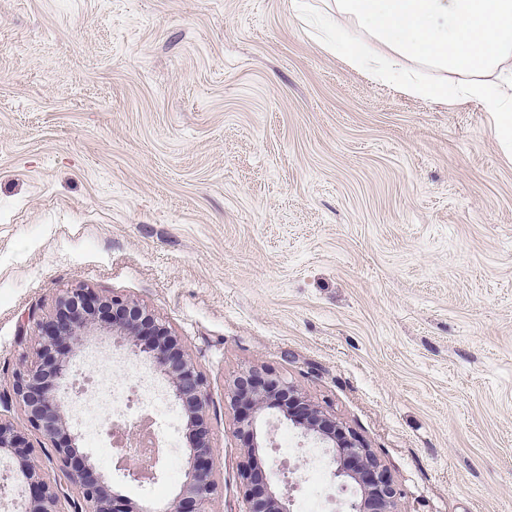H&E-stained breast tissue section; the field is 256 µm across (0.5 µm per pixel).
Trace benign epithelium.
I'll use <instances>...</instances> for the list:
<instances>
[{"instance_id":"benign-epithelium-1","label":"benign epithelium","mask_w":512,"mask_h":512,"mask_svg":"<svg viewBox=\"0 0 512 512\" xmlns=\"http://www.w3.org/2000/svg\"><path fill=\"white\" fill-rule=\"evenodd\" d=\"M98 314L112 325L117 347L131 355L147 354L155 371L166 380L170 396L188 415L193 448L189 449L179 489L164 510L216 512L215 449L204 428L206 378L168 330L137 303L78 289L58 299L54 317L37 320L41 330L37 361L21 364L13 384L26 421L50 438L57 461L68 466L76 455L78 437L68 432L65 401L49 396L48 391L68 377L70 356L97 333ZM231 401L243 408L237 433L243 437L247 451L258 447L257 418L269 407H281L292 424L302 427L321 447L332 449L334 475L343 478V487L353 488L348 512H395L398 490L374 452L329 414L304 403L295 386L269 371H253L234 383ZM31 454V447L14 423L0 418V463L6 464L13 482L18 484L16 512H59L55 486L35 468ZM242 477L246 484L244 512H292L290 496L273 486L265 471L249 468ZM73 480L84 504L80 512H130L120 507L119 498L103 479L82 473Z\"/></svg>"}]
</instances>
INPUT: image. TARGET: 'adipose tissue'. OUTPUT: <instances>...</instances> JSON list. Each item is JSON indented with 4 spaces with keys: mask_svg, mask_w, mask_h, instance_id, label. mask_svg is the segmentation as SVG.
<instances>
[{
    "mask_svg": "<svg viewBox=\"0 0 512 512\" xmlns=\"http://www.w3.org/2000/svg\"><path fill=\"white\" fill-rule=\"evenodd\" d=\"M314 30L326 49L403 93L480 102L512 153V93L493 80L512 62V0H326ZM411 61L459 81H427Z\"/></svg>",
    "mask_w": 512,
    "mask_h": 512,
    "instance_id": "obj_1",
    "label": "adipose tissue"
}]
</instances>
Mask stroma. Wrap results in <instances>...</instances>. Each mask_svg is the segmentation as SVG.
Returning a JSON list of instances; mask_svg holds the SVG:
<instances>
[{
	"instance_id": "1",
	"label": "stroma",
	"mask_w": 512,
	"mask_h": 512,
	"mask_svg": "<svg viewBox=\"0 0 512 512\" xmlns=\"http://www.w3.org/2000/svg\"><path fill=\"white\" fill-rule=\"evenodd\" d=\"M76 288L146 307L195 360L223 512L249 462L307 489L312 442L280 410L255 455L237 434L252 370L371 448L396 512H512V159L478 102L371 81L294 0H0V417L67 499L89 466L138 508L145 462L83 446L62 470L15 401L29 313ZM152 372L101 331L72 363L71 432L91 404L134 430L95 381Z\"/></svg>"
}]
</instances>
